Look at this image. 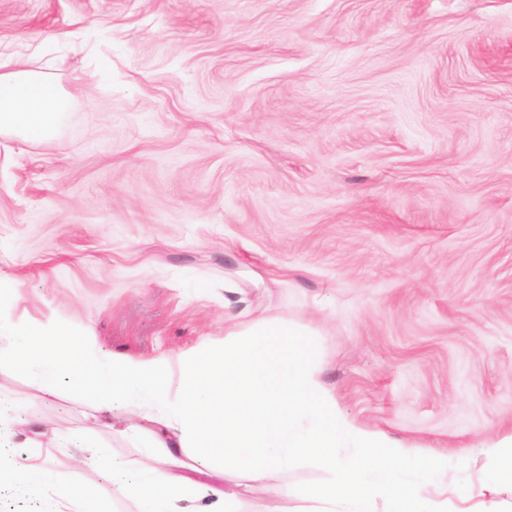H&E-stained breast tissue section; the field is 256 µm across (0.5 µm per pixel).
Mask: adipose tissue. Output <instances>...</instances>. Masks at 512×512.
Returning a JSON list of instances; mask_svg holds the SVG:
<instances>
[{"instance_id":"1","label":"adipose tissue","mask_w":512,"mask_h":512,"mask_svg":"<svg viewBox=\"0 0 512 512\" xmlns=\"http://www.w3.org/2000/svg\"><path fill=\"white\" fill-rule=\"evenodd\" d=\"M73 102L49 75L0 52V130L41 140L66 121ZM15 282L0 280V365L24 371L45 390L59 385L90 395L101 414L120 408L149 420L145 460L134 474L112 464V483L136 512H497L489 493L512 486V440L486 449L490 465L480 485H447V457L417 454L349 425L320 380L314 330L259 319L225 337L224 345L171 363L106 356L92 336L66 325L17 320L10 313ZM175 430V443L160 431ZM46 453L19 455L0 442V490L19 489L38 512H106L92 489L67 482L49 439ZM192 450L215 487L181 473L177 450ZM165 458L169 471L155 462ZM288 469L320 472L317 483H275ZM266 502L254 506L250 495ZM296 508H289V500Z\"/></svg>"}]
</instances>
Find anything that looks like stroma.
<instances>
[{"label":"stroma","mask_w":512,"mask_h":512,"mask_svg":"<svg viewBox=\"0 0 512 512\" xmlns=\"http://www.w3.org/2000/svg\"><path fill=\"white\" fill-rule=\"evenodd\" d=\"M0 51L74 99L0 132V279L24 320L176 357L244 321L319 329L353 426L477 477L512 437V0H0ZM73 458L143 461L0 368Z\"/></svg>","instance_id":"35a3bbf8"}]
</instances>
